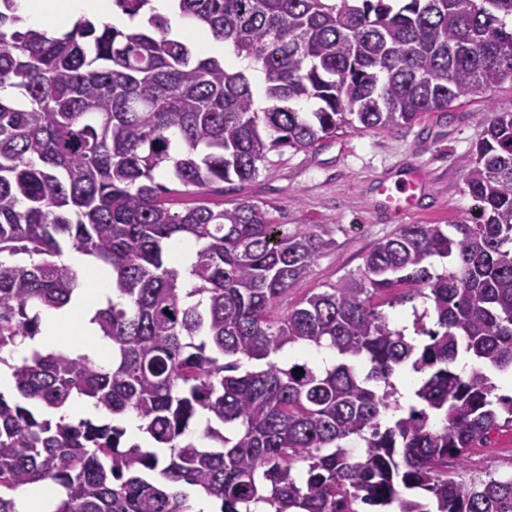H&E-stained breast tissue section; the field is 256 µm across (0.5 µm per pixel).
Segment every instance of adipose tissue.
<instances>
[{"label":"adipose tissue","instance_id":"adipose-tissue-1","mask_svg":"<svg viewBox=\"0 0 512 512\" xmlns=\"http://www.w3.org/2000/svg\"><path fill=\"white\" fill-rule=\"evenodd\" d=\"M21 8L34 27H41L50 22L58 28L80 17L94 19L106 15L111 16L113 24L126 28L134 25L128 16L111 13L107 0H23ZM111 295L112 278L105 274L94 280L92 288L86 289L75 311L42 312L41 334L19 342L14 349L11 362L0 363V389L7 390L12 386V361L21 360L34 350L60 349L70 329H77L79 334V339L74 344L76 352L90 355L98 353L99 332L92 322V317Z\"/></svg>","mask_w":512,"mask_h":512}]
</instances>
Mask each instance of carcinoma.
Masks as SVG:
<instances>
[{
	"label": "carcinoma",
	"mask_w": 512,
	"mask_h": 512,
	"mask_svg": "<svg viewBox=\"0 0 512 512\" xmlns=\"http://www.w3.org/2000/svg\"><path fill=\"white\" fill-rule=\"evenodd\" d=\"M394 2L177 0L231 46V67L152 0H114L137 28L79 18L57 35L0 0V353L84 288L65 251L93 258L116 295L92 318L105 362L34 351L12 366L0 512L46 480L64 493L55 512H184L192 488L219 512H512V475H448L512 432L494 379L512 371V112L492 114L466 161L467 215L401 225L286 311L336 245L327 225L290 230L249 201L169 207L343 126L391 129L512 82V0ZM176 243L196 247L187 279ZM417 297L409 338L380 306ZM296 344L335 362L278 358ZM408 363L420 377L405 409L390 378ZM76 397L134 414L150 444L65 420Z\"/></svg>",
	"instance_id": "carcinoma-1"
}]
</instances>
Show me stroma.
Masks as SVG:
<instances>
[{"label":"stroma","mask_w":512,"mask_h":512,"mask_svg":"<svg viewBox=\"0 0 512 512\" xmlns=\"http://www.w3.org/2000/svg\"><path fill=\"white\" fill-rule=\"evenodd\" d=\"M495 112H512L511 82L461 96L448 108L424 113L408 125L387 131L346 128L310 149L270 154L256 179L174 197L172 209L230 208L249 201L292 230L327 225L336 246L320 254L290 292L288 301L294 304L357 272L364 256L401 224H449L466 215L473 201L465 191L463 160ZM414 166L424 171L428 183L419 211L405 218L388 213L377 193L379 184ZM466 468L511 474L512 433L471 449Z\"/></svg>","instance_id":"obj_1"}]
</instances>
